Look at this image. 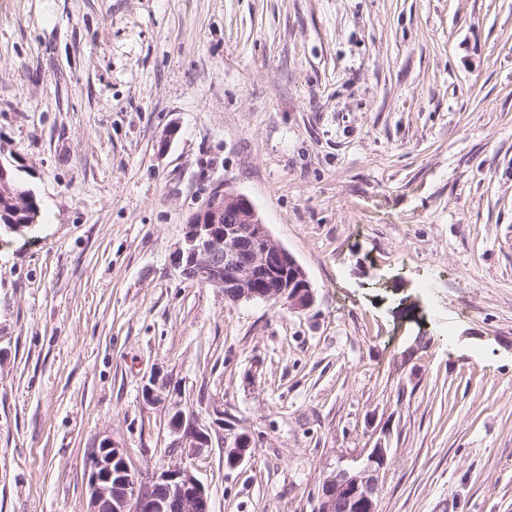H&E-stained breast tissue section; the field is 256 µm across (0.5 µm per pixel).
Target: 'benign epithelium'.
<instances>
[{"mask_svg": "<svg viewBox=\"0 0 512 512\" xmlns=\"http://www.w3.org/2000/svg\"><path fill=\"white\" fill-rule=\"evenodd\" d=\"M172 264L187 280L223 289L224 298L234 303L275 301L299 311L314 304L311 283L294 256L269 234L245 196L221 186L187 223ZM229 430L224 457L234 467L251 456L254 442L246 431ZM171 433L178 448H202L210 440L207 428L182 412ZM387 460L388 449L379 443L353 464L334 467L323 479L316 512H378ZM88 467L89 512H198L209 504L188 465L176 464L155 479L137 483L125 449L108 438L92 453Z\"/></svg>", "mask_w": 512, "mask_h": 512, "instance_id": "1", "label": "benign epithelium"}]
</instances>
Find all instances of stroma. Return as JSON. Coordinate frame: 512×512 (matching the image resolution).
Here are the masks:
<instances>
[{
  "label": "stroma",
  "mask_w": 512,
  "mask_h": 512,
  "mask_svg": "<svg viewBox=\"0 0 512 512\" xmlns=\"http://www.w3.org/2000/svg\"><path fill=\"white\" fill-rule=\"evenodd\" d=\"M0 142V512H88L106 438L209 512H314L379 441V512H512V0H0ZM220 184L310 309L172 265ZM8 173L6 186L0 183V227L19 232L22 228H28L34 224L38 212V204L34 191L19 176L10 163H4ZM4 216L12 218L10 223L4 220ZM171 433L175 436L173 444L177 448H202L210 440L207 428L194 416L187 417L182 411L171 425ZM231 431L224 436V459H231V467L237 466L251 456L254 442L248 432H235L234 427L226 423Z\"/></svg>",
  "instance_id": "1"
}]
</instances>
